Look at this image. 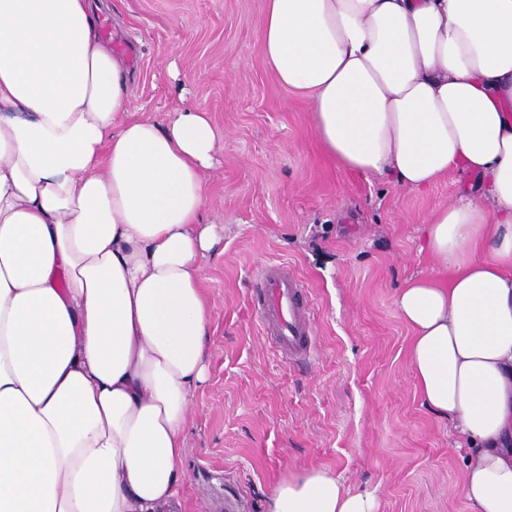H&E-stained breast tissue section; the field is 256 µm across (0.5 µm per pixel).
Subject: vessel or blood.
Masks as SVG:
<instances>
[{"label": "vessel or blood", "mask_w": 512, "mask_h": 512, "mask_svg": "<svg viewBox=\"0 0 512 512\" xmlns=\"http://www.w3.org/2000/svg\"><path fill=\"white\" fill-rule=\"evenodd\" d=\"M257 277L260 291L255 313L272 347L292 364L309 359L314 336L304 282L278 264L264 266Z\"/></svg>", "instance_id": "obj_1"}]
</instances>
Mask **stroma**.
Segmentation results:
<instances>
[{
  "mask_svg": "<svg viewBox=\"0 0 512 512\" xmlns=\"http://www.w3.org/2000/svg\"><path fill=\"white\" fill-rule=\"evenodd\" d=\"M261 4L103 0L100 11L113 41L136 51L131 112L164 122L187 100L224 136L207 173L203 218L224 236L203 262L211 336L185 429L182 512H266L288 472L317 466L377 512H467L466 455L421 404L394 298L434 272L422 221L478 178L451 171L413 191L339 167L308 102L264 62ZM269 263L307 286L310 362H286L255 315L256 271Z\"/></svg>",
  "mask_w": 512,
  "mask_h": 512,
  "instance_id": "obj_1",
  "label": "stroma"
}]
</instances>
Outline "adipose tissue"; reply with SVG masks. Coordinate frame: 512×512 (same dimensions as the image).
<instances>
[{"instance_id": "obj_1", "label": "adipose tissue", "mask_w": 512, "mask_h": 512, "mask_svg": "<svg viewBox=\"0 0 512 512\" xmlns=\"http://www.w3.org/2000/svg\"><path fill=\"white\" fill-rule=\"evenodd\" d=\"M276 79L343 169L424 190L447 279L395 296L420 398L469 450V512H512V0H262ZM93 0H0V512H175L210 311L196 105L132 116ZM268 512H376L341 475L289 473Z\"/></svg>"}]
</instances>
